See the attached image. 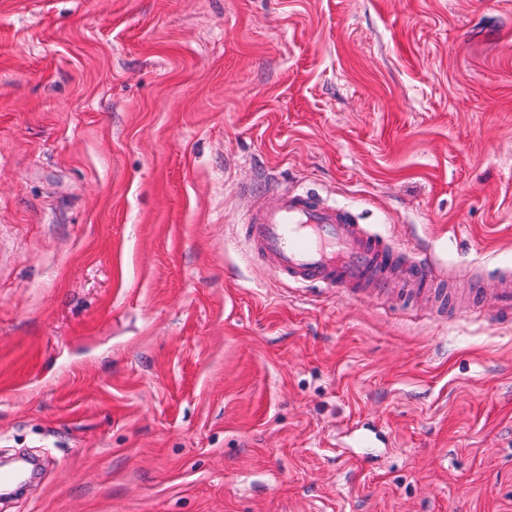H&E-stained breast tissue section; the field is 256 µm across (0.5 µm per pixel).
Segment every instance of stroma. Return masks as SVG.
Returning <instances> with one entry per match:
<instances>
[{
  "label": "stroma",
  "mask_w": 512,
  "mask_h": 512,
  "mask_svg": "<svg viewBox=\"0 0 512 512\" xmlns=\"http://www.w3.org/2000/svg\"><path fill=\"white\" fill-rule=\"evenodd\" d=\"M285 188L428 278H279ZM506 271L512 0H0V512H512ZM495 308L499 320L503 322L512 320V276L510 273L501 278Z\"/></svg>",
  "instance_id": "1"
}]
</instances>
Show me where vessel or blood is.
Here are the masks:
<instances>
[{
    "label": "vessel or blood",
    "mask_w": 512,
    "mask_h": 512,
    "mask_svg": "<svg viewBox=\"0 0 512 512\" xmlns=\"http://www.w3.org/2000/svg\"><path fill=\"white\" fill-rule=\"evenodd\" d=\"M243 232L266 264L281 278L317 290L344 289L355 296L385 293L373 268L400 257L380 238L368 235L349 212L327 205L308 191L282 190L276 204L259 206ZM499 320H512V276L497 292Z\"/></svg>",
    "instance_id": "vessel-or-blood-1"
}]
</instances>
